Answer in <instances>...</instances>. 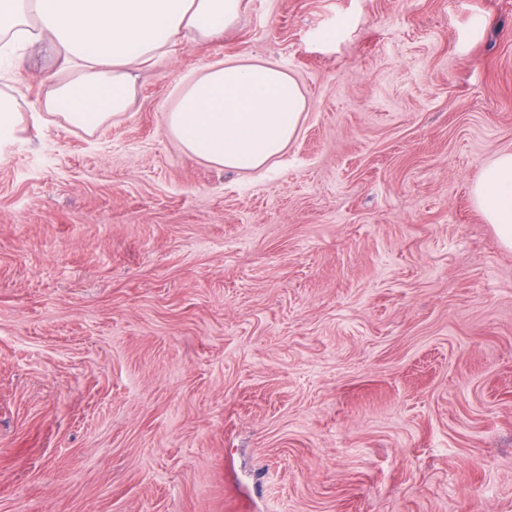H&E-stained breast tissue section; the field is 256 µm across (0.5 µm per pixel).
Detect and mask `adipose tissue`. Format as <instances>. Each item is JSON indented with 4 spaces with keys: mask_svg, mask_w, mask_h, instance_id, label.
Listing matches in <instances>:
<instances>
[{
    "mask_svg": "<svg viewBox=\"0 0 512 512\" xmlns=\"http://www.w3.org/2000/svg\"><path fill=\"white\" fill-rule=\"evenodd\" d=\"M243 0H0V49L25 46L60 55L71 71L46 106L92 129L126 111L134 70L180 40L233 27ZM306 99L281 65L227 59L190 81L166 114L191 156L249 173L282 155L297 137ZM475 204L512 248V151L498 154L473 188Z\"/></svg>",
    "mask_w": 512,
    "mask_h": 512,
    "instance_id": "ef3b65f1",
    "label": "adipose tissue"
}]
</instances>
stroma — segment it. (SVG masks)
Here are the masks:
<instances>
[{"label": "stroma", "instance_id": "1", "mask_svg": "<svg viewBox=\"0 0 512 512\" xmlns=\"http://www.w3.org/2000/svg\"><path fill=\"white\" fill-rule=\"evenodd\" d=\"M230 57L307 99L264 176L165 124ZM64 76L0 61V512H512V0H246L92 131ZM23 123L21 111L13 99L0 97V160L7 155V146L18 140L20 126ZM473 197L502 245L512 248V151L501 152L483 170Z\"/></svg>", "mask_w": 512, "mask_h": 512}]
</instances>
